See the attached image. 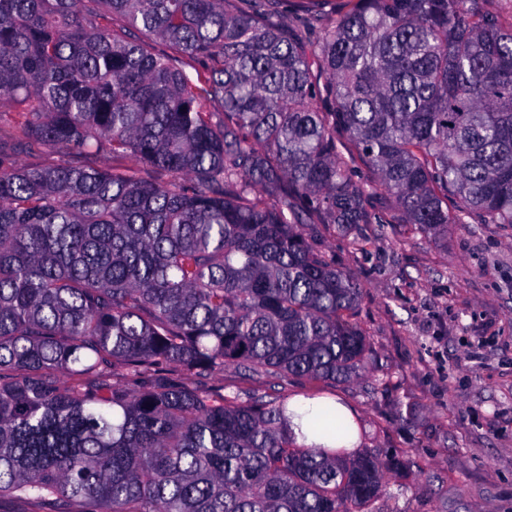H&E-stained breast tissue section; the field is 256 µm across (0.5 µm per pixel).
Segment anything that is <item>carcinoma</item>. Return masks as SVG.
Instances as JSON below:
<instances>
[{
    "instance_id": "carcinoma-1",
    "label": "carcinoma",
    "mask_w": 512,
    "mask_h": 512,
    "mask_svg": "<svg viewBox=\"0 0 512 512\" xmlns=\"http://www.w3.org/2000/svg\"><path fill=\"white\" fill-rule=\"evenodd\" d=\"M286 2L0 0V498L367 512L405 467L181 376L358 375L361 285L307 227L512 225V16ZM26 144L116 165L14 161Z\"/></svg>"
}]
</instances>
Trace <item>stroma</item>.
Segmentation results:
<instances>
[{
	"label": "stroma",
	"instance_id": "35a3bbf8",
	"mask_svg": "<svg viewBox=\"0 0 512 512\" xmlns=\"http://www.w3.org/2000/svg\"><path fill=\"white\" fill-rule=\"evenodd\" d=\"M312 246L363 287L372 350L359 379L310 385L234 367L208 388L245 399L316 394L348 409L358 444L413 462L372 512H512V226L319 229Z\"/></svg>",
	"mask_w": 512,
	"mask_h": 512
}]
</instances>
